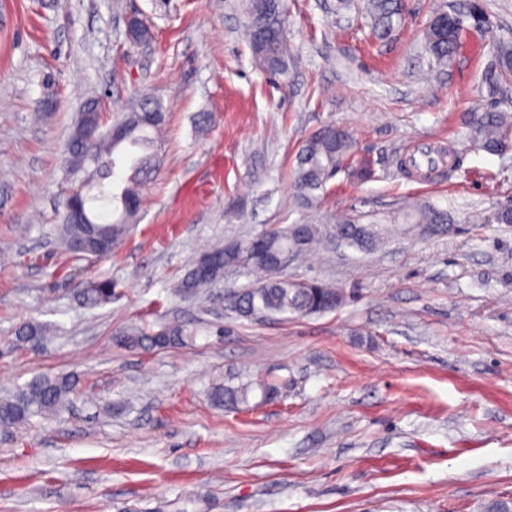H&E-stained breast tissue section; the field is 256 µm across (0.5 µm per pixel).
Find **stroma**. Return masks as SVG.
<instances>
[{
	"label": "stroma",
	"instance_id": "1",
	"mask_svg": "<svg viewBox=\"0 0 512 512\" xmlns=\"http://www.w3.org/2000/svg\"><path fill=\"white\" fill-rule=\"evenodd\" d=\"M457 0H403L391 36L371 34L366 0H288L292 65L274 78L240 32L243 0H0V347L25 320L52 325L37 352L0 356V391L44 372L73 374L69 412L0 434V512H484L512 498V150L478 149L468 123L490 42L512 40V0H483L489 34L462 36L448 66L424 49L433 15ZM138 13L152 41L130 45ZM57 107L36 110L44 77ZM168 113L157 178L111 257L76 260L56 242L65 192L86 179L65 148L88 99L111 127L139 96ZM208 114V133L198 130ZM354 139L353 164L312 206L294 188L318 128ZM443 146L456 169L408 177L401 161ZM450 211L434 234L385 223L382 246L336 245L339 216L386 215L407 200ZM319 224L324 244L288 278L344 289L335 311L237 319L225 292L182 299L173 284L217 240ZM111 280L109 302L79 289ZM179 322L187 344L132 351L129 325ZM239 377L284 386L246 412L210 404Z\"/></svg>",
	"mask_w": 512,
	"mask_h": 512
}]
</instances>
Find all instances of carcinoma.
<instances>
[{"label": "carcinoma", "instance_id": "cac0c4a2", "mask_svg": "<svg viewBox=\"0 0 512 512\" xmlns=\"http://www.w3.org/2000/svg\"><path fill=\"white\" fill-rule=\"evenodd\" d=\"M373 18V34L383 39L394 29V22L401 14L400 0H368ZM245 10L249 18L244 30L245 39L251 49L255 63L263 70L278 76L288 77L289 59L286 37L271 44L261 41L267 30L283 28L285 3L281 0H246ZM448 25L441 17H434L425 29V48L440 64H448L457 53L463 30H479L486 22L481 0H462V3L446 13ZM512 80V41L498 40L491 46V62L482 76V84L492 103L484 112L470 122V137L488 152H501L512 140V95L508 82ZM166 118L152 125L142 124L139 112H129L113 123L122 130V137L115 139L110 133L97 131L93 143L86 142L85 133L88 114L81 112L67 143L68 162L77 167L84 165L88 146L95 147L97 166L87 185L66 194L64 204L84 207L86 220L75 224L69 212L62 215L58 234L64 248L72 257L103 258L112 250L126 231L127 224L138 211L140 189L149 183L160 167L158 135ZM128 144L137 150V155L128 167L129 174L120 191L112 189V173L122 156L115 151ZM354 141L340 127H324L314 132L302 145L297 156L295 186L301 197L309 202L313 192L323 189L353 153ZM393 219L410 228L433 229L450 223L448 212L425 201H417L401 207ZM375 218L370 214H350L336 225L338 246L358 251H370L379 241ZM264 254L246 256L232 251L227 244H217L204 252L192 263L188 271L174 285L175 294L193 296L224 279V269L243 263L256 274L254 283L241 291L224 295L227 306L236 317L246 321L255 320L256 315L297 314L300 316L320 314L340 307L346 299L341 288L319 281L309 287L283 279L275 274V260L284 252L301 254L310 251L322 238L321 227L310 222L290 224L284 228L274 227L265 232ZM82 302L98 306L112 298V281L99 280L79 293ZM50 333L48 324L27 321L14 332L8 349L25 347L38 350L43 347ZM190 332L183 324L163 325L157 330L145 327H130L116 335V341L131 350L151 351L185 344ZM260 390L265 401L281 397L282 388L267 383L253 386L251 383L217 384L211 388L212 403L228 410H238L249 405L254 390ZM79 394L73 376L65 373L38 374L12 392L0 396V430L8 432L30 425L33 419H47L65 409L71 396Z\"/></svg>", "mask_w": 512, "mask_h": 512}]
</instances>
